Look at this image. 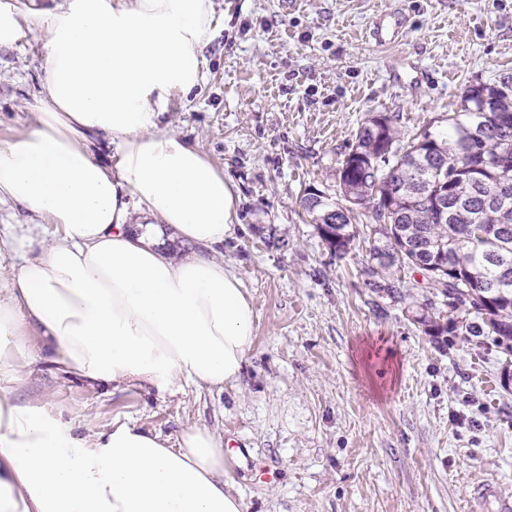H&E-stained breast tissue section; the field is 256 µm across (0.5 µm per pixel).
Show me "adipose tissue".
Listing matches in <instances>:
<instances>
[{
	"mask_svg": "<svg viewBox=\"0 0 512 512\" xmlns=\"http://www.w3.org/2000/svg\"><path fill=\"white\" fill-rule=\"evenodd\" d=\"M213 16V0H62L38 17L44 86L32 127L0 139V201L56 231L0 235V261L24 255L0 275V512L248 510L218 432L192 425L171 445L126 422L81 436L58 406L19 395L38 363L93 388L168 395L240 379L255 309L216 256L236 196L159 126L172 95L202 79ZM164 227L190 253L164 255Z\"/></svg>",
	"mask_w": 512,
	"mask_h": 512,
	"instance_id": "1",
	"label": "adipose tissue"
}]
</instances>
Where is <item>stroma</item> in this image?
Masks as SVG:
<instances>
[{
    "mask_svg": "<svg viewBox=\"0 0 512 512\" xmlns=\"http://www.w3.org/2000/svg\"><path fill=\"white\" fill-rule=\"evenodd\" d=\"M203 78L171 99L163 126L205 152L237 196L221 256L257 311L255 346L224 391H101L45 366L22 394L62 408L79 434L133 422L176 440L224 436L248 512H474L492 481L512 499V385L497 352L435 349L401 305L373 298L364 247L337 259L300 206L335 195L366 115L412 135L455 110L467 85L512 73V0H213ZM403 13V56L429 72L396 82L368 30ZM41 31L0 47V139L30 128L43 82Z\"/></svg>",
    "mask_w": 512,
    "mask_h": 512,
    "instance_id": "35a3bbf8",
    "label": "stroma"
}]
</instances>
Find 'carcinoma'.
Instances as JSON below:
<instances>
[{"mask_svg": "<svg viewBox=\"0 0 512 512\" xmlns=\"http://www.w3.org/2000/svg\"><path fill=\"white\" fill-rule=\"evenodd\" d=\"M512 93L501 84L471 85L447 129L435 120L404 140L387 114L367 115L339 170L336 200L357 198L368 212L319 223L323 207L303 196L300 206L320 239L338 258L363 237L365 285L379 297L406 305L438 348L448 337L482 338L508 356L512 374ZM448 194L447 217L425 215L422 201ZM420 272L433 297L414 300L398 273Z\"/></svg>", "mask_w": 512, "mask_h": 512, "instance_id": "carcinoma-1", "label": "carcinoma"}]
</instances>
